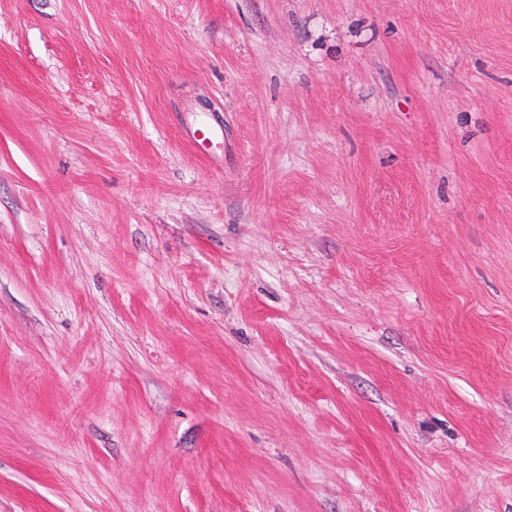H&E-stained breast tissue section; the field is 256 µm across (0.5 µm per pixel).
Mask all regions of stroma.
Segmentation results:
<instances>
[{"label":"stroma","mask_w":512,"mask_h":512,"mask_svg":"<svg viewBox=\"0 0 512 512\" xmlns=\"http://www.w3.org/2000/svg\"><path fill=\"white\" fill-rule=\"evenodd\" d=\"M0 512H512V0H0Z\"/></svg>","instance_id":"stroma-1"}]
</instances>
